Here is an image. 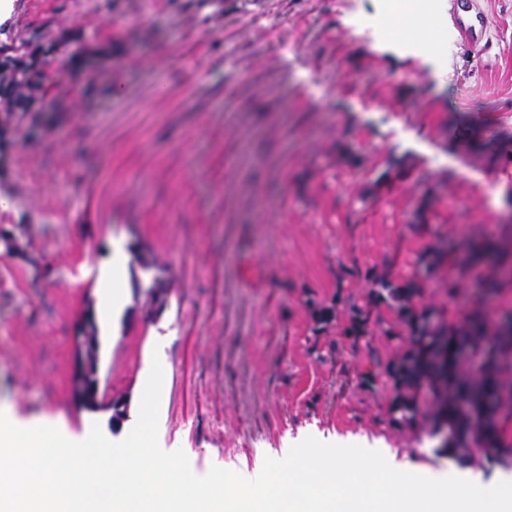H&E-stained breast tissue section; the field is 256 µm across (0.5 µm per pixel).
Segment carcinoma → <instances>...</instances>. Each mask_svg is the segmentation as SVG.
<instances>
[{
  "label": "carcinoma",
  "instance_id": "obj_1",
  "mask_svg": "<svg viewBox=\"0 0 512 512\" xmlns=\"http://www.w3.org/2000/svg\"><path fill=\"white\" fill-rule=\"evenodd\" d=\"M41 49L26 40L0 48V100L9 105V113L27 111V106L41 88V74L37 57ZM137 294L146 297L150 306L163 305L167 289L159 276L144 280L133 276ZM373 301L359 306L351 304L347 336L359 338L368 334L371 323L379 320L376 307L386 305L408 329L409 349L387 371L394 381L397 396L390 408L394 423L413 421L421 404L432 398L438 407L434 422L446 423L469 433L475 452L502 465H512V440L503 437L498 417L512 401V383L504 376H512V347L485 370L477 380L468 378L462 367L460 351L474 354L484 351L487 327L480 315L465 323L435 322L431 312L414 304L417 294L411 283L396 285L380 277L375 280ZM99 336L96 323H91L84 349L91 369L99 364Z\"/></svg>",
  "mask_w": 512,
  "mask_h": 512
}]
</instances>
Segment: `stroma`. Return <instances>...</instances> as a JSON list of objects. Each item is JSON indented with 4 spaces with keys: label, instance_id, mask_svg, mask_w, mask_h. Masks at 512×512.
<instances>
[{
    "label": "stroma",
    "instance_id": "1",
    "mask_svg": "<svg viewBox=\"0 0 512 512\" xmlns=\"http://www.w3.org/2000/svg\"><path fill=\"white\" fill-rule=\"evenodd\" d=\"M475 3L486 49L451 41L447 6L416 23L414 0H14L0 28L43 46L44 79L0 111V411L119 440L157 357L159 443L197 475L255 478L309 436L463 472L426 435L431 403L389 422L397 316L344 329L365 271L402 284L423 261L417 305L512 308L483 290L496 260L470 258L512 257V0ZM137 252L170 288L146 311L125 271L120 314L95 316L102 389L128 400L114 424L75 404L73 363L99 265Z\"/></svg>",
    "mask_w": 512,
    "mask_h": 512
}]
</instances>
